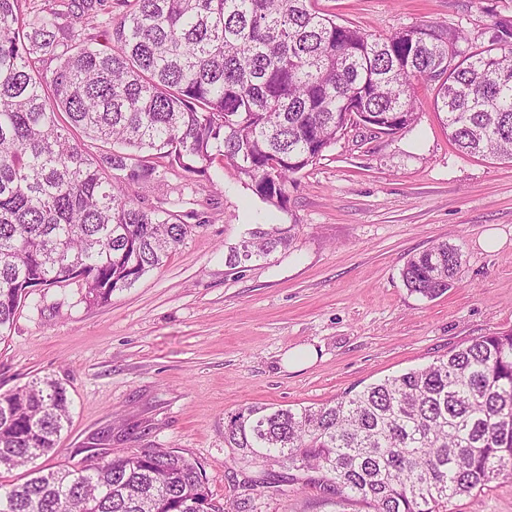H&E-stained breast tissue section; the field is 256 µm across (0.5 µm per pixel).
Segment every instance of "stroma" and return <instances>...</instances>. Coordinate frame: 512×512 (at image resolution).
Returning <instances> with one entry per match:
<instances>
[{
    "label": "stroma",
    "mask_w": 512,
    "mask_h": 512,
    "mask_svg": "<svg viewBox=\"0 0 512 512\" xmlns=\"http://www.w3.org/2000/svg\"><path fill=\"white\" fill-rule=\"evenodd\" d=\"M337 22L386 37L418 24L464 30L489 46L512 23V0H319ZM415 84L418 119L407 132L349 129L298 176L284 208L262 201L232 165L207 173L163 168L132 186L191 228L165 265L108 303L89 304L72 282L36 293L0 339V392L50 376L72 402L53 464L80 463L88 447L170 448L204 467L214 497L242 480L224 424L251 404L317 406L452 349L512 329V162L460 152ZM253 224L293 226L288 251L230 268L225 255ZM504 239L486 251V231ZM441 241L460 246L455 286L429 300L402 269ZM312 348L310 364L289 355ZM256 512H368L319 489L255 500ZM450 512H512V478Z\"/></svg>",
    "instance_id": "1"
}]
</instances>
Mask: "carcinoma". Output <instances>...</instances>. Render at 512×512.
I'll return each instance as SVG.
<instances>
[{
    "label": "carcinoma",
    "mask_w": 512,
    "mask_h": 512,
    "mask_svg": "<svg viewBox=\"0 0 512 512\" xmlns=\"http://www.w3.org/2000/svg\"><path fill=\"white\" fill-rule=\"evenodd\" d=\"M118 2L120 21L103 32L88 7L63 25L49 3L0 0L1 336L31 283L77 274L98 305L163 266L188 226L129 193L158 180L156 158L190 173L225 161L281 208L348 128L414 125L424 80L460 151L512 161V43L471 51L464 32L424 24L377 38L318 0ZM87 139L106 147L95 162ZM292 230L255 224L226 263L286 251ZM462 257L438 243L407 260L403 282L436 298ZM69 407L48 376L0 393V470L57 453ZM224 445L254 469L225 502L201 464L173 450L90 448L78 469L36 467L0 484V512H253L255 498L290 484L372 512H448L512 478V330L318 407H245Z\"/></svg>",
    "instance_id": "1"
}]
</instances>
